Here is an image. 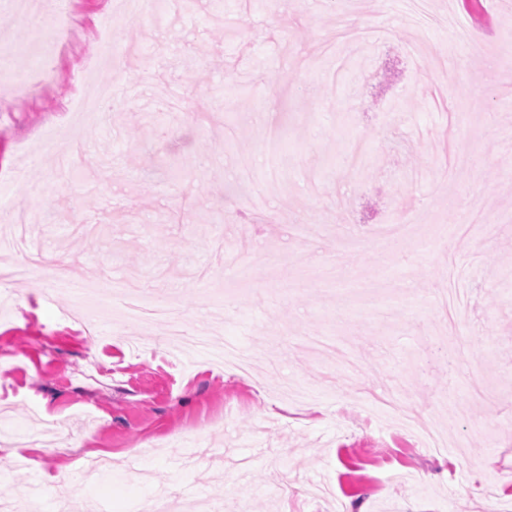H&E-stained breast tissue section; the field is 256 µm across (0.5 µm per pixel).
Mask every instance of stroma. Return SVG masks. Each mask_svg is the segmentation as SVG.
Segmentation results:
<instances>
[{
    "mask_svg": "<svg viewBox=\"0 0 512 512\" xmlns=\"http://www.w3.org/2000/svg\"><path fill=\"white\" fill-rule=\"evenodd\" d=\"M183 2L128 21L122 0L0 16V227L29 213L27 253L178 303L88 331L62 321L70 301L48 278H0L5 493L64 470L56 497L99 512L170 492L181 512L206 496L223 512H498L512 486V0H426L422 29L412 0ZM452 19L483 58L451 40ZM100 84L104 120L68 112ZM411 220L384 252L379 226ZM230 249L254 277L225 268ZM357 279L365 298L347 295ZM227 346L254 355L251 372L211 364ZM292 381L309 405L282 391ZM383 396L447 447L391 434ZM44 420L55 447H15ZM282 480L332 498L297 502Z\"/></svg>",
    "mask_w": 512,
    "mask_h": 512,
    "instance_id": "35a3bbf8",
    "label": "stroma"
}]
</instances>
